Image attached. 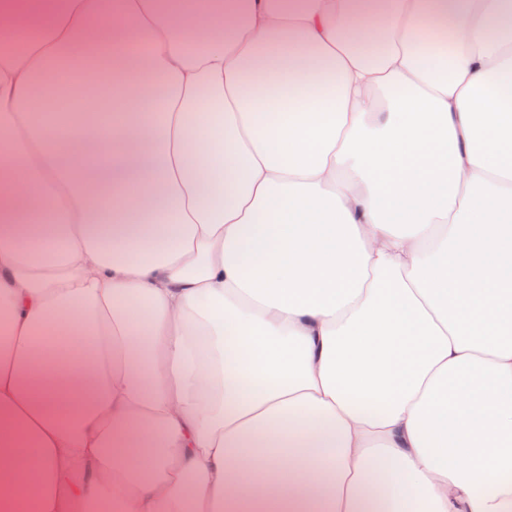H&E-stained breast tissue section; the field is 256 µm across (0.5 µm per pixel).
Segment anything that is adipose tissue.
Here are the masks:
<instances>
[{
    "label": "adipose tissue",
    "mask_w": 512,
    "mask_h": 512,
    "mask_svg": "<svg viewBox=\"0 0 512 512\" xmlns=\"http://www.w3.org/2000/svg\"><path fill=\"white\" fill-rule=\"evenodd\" d=\"M0 512H512V0H0ZM110 65L96 108L50 64Z\"/></svg>",
    "instance_id": "ef3b65f1"
}]
</instances>
